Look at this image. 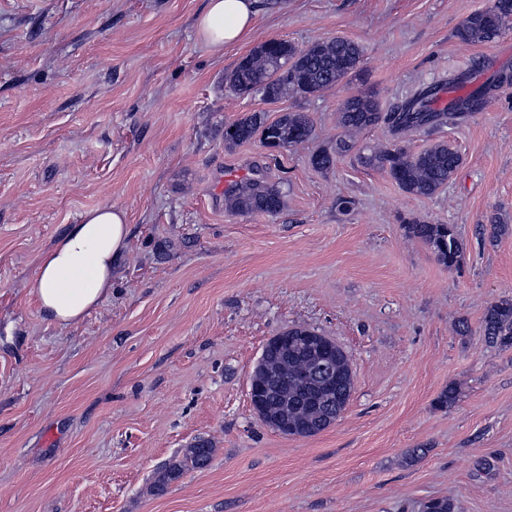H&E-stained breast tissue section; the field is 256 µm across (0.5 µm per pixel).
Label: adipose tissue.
<instances>
[{"mask_svg":"<svg viewBox=\"0 0 512 512\" xmlns=\"http://www.w3.org/2000/svg\"><path fill=\"white\" fill-rule=\"evenodd\" d=\"M258 14V0H207L195 21L198 41L212 54L242 44ZM125 209L104 203L67 225L38 258L34 294L48 323L67 326L96 308L112 290V277L128 252Z\"/></svg>","mask_w":512,"mask_h":512,"instance_id":"ef3b65f1","label":"adipose tissue"}]
</instances>
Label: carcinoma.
I'll use <instances>...</instances> for the list:
<instances>
[{
    "mask_svg": "<svg viewBox=\"0 0 512 512\" xmlns=\"http://www.w3.org/2000/svg\"><path fill=\"white\" fill-rule=\"evenodd\" d=\"M512 23V0H492L481 11L470 14L455 31L463 44L485 43L498 37ZM359 44L344 38L317 40L299 47L287 40L270 39L260 43L242 58L226 80L240 96L261 95L276 101L288 93L300 97L314 96L342 82L360 64ZM512 85V75L502 71L492 81L471 88L439 106V88L422 89L389 112L381 110L379 101L370 92L348 97L340 107L336 123L343 130L336 140V150L316 152L311 164L318 170L330 169L336 157L355 149V137L370 128L384 125L393 135L410 130L431 132L444 126H455L470 114L486 109L494 92ZM313 122L308 113L295 110L283 112L267 122L262 112H252L224 127V145L233 148L261 135L269 149L300 145L313 135ZM357 158L365 166L384 171L405 193L432 197L445 187L462 162L461 154L447 142L439 140L411 153L402 147L364 146ZM225 208L235 214L265 213L275 215L284 206L282 191L263 180L252 179L229 185L224 190ZM408 235L416 238L435 254L439 262L453 269L464 259L465 245L453 224H432L413 218L407 223ZM480 335L486 343L512 347V297L488 306L481 319ZM269 375L263 381L265 397L275 413L288 415V430L300 437L313 436L330 426L339 412L302 400L301 374L307 369L305 358L294 346L274 350L268 363ZM336 395L354 388L349 357L338 347L335 351ZM214 448L205 439H198L184 450L183 457L162 468L150 487L159 494L179 479L190 467L199 469L211 461Z\"/></svg>",
    "mask_w": 512,
    "mask_h": 512,
    "instance_id": "obj_1",
    "label": "carcinoma"
}]
</instances>
